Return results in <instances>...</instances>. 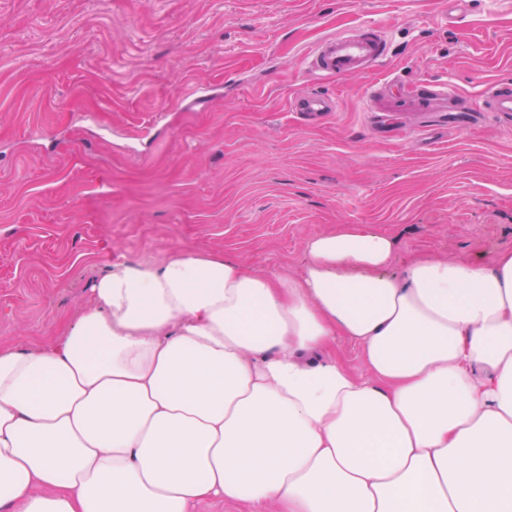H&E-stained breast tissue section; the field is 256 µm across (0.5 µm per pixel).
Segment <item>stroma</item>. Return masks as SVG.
<instances>
[{
    "instance_id": "1",
    "label": "stroma",
    "mask_w": 512,
    "mask_h": 512,
    "mask_svg": "<svg viewBox=\"0 0 512 512\" xmlns=\"http://www.w3.org/2000/svg\"><path fill=\"white\" fill-rule=\"evenodd\" d=\"M387 31L378 78L479 101L512 84V0H0V342L53 335L116 264L178 248L299 274L346 224L396 240L390 270L512 250V114L467 129L395 113L366 77H311L326 36ZM311 91L322 120L292 111ZM392 88L394 84L391 82H372L370 85L369 100H370V112H397L389 107L379 104V101H389L390 99H396V95L393 94ZM291 108L306 115L325 116L329 112H334L336 105L332 98L305 92L294 97Z\"/></svg>"
}]
</instances>
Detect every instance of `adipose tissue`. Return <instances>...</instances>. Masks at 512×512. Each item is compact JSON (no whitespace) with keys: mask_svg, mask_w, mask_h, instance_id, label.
<instances>
[{"mask_svg":"<svg viewBox=\"0 0 512 512\" xmlns=\"http://www.w3.org/2000/svg\"><path fill=\"white\" fill-rule=\"evenodd\" d=\"M394 246L348 224L295 277L190 248L96 275L56 336L0 343V512H512V250L396 276Z\"/></svg>","mask_w":512,"mask_h":512,"instance_id":"ef3b65f1","label":"adipose tissue"}]
</instances>
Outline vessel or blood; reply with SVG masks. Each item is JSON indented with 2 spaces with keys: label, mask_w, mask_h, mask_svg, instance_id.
Returning <instances> with one entry per match:
<instances>
[{
  "label": "vessel or blood",
  "mask_w": 512,
  "mask_h": 512,
  "mask_svg": "<svg viewBox=\"0 0 512 512\" xmlns=\"http://www.w3.org/2000/svg\"><path fill=\"white\" fill-rule=\"evenodd\" d=\"M390 54L386 32L369 26L357 33H336L320 41L310 55V67L316 74L343 78L355 74H374ZM293 111L324 116L335 110L332 98L305 92L291 102ZM414 112H437L442 123L452 128L472 126L476 112H507L512 114V85L492 84L483 94L478 107H470L457 93L437 84L423 86L411 99Z\"/></svg>",
  "instance_id": "obj_1"
}]
</instances>
